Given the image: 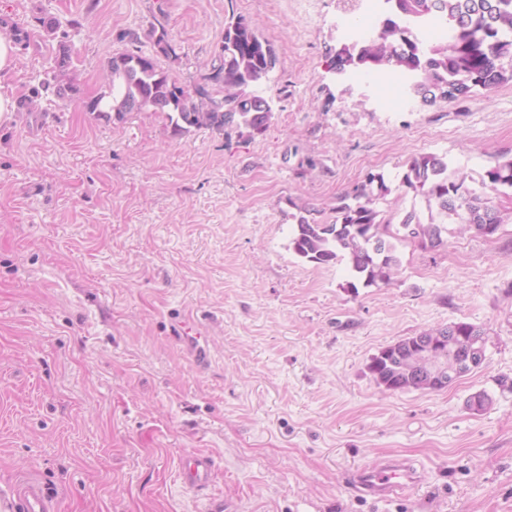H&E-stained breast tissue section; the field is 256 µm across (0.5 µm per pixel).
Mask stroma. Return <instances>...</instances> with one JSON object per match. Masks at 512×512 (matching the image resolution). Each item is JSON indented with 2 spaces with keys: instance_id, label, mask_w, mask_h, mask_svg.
Wrapping results in <instances>:
<instances>
[{
  "instance_id": "1",
  "label": "stroma",
  "mask_w": 512,
  "mask_h": 512,
  "mask_svg": "<svg viewBox=\"0 0 512 512\" xmlns=\"http://www.w3.org/2000/svg\"><path fill=\"white\" fill-rule=\"evenodd\" d=\"M2 13L29 36L0 80L18 105L0 126V489L38 481L54 512H208L214 497L235 512H512V189L492 198L497 234L452 224L438 248L401 245L386 284L351 290L346 262L288 248L300 215L332 223L373 174L389 188L381 219L398 223L422 154L480 188L512 157V83L380 102L367 72L329 69L338 0H0ZM233 17L278 56L254 88L273 101L265 133L83 109L125 51L222 98L211 75ZM186 317L204 325L206 368L172 332ZM458 321L487 333L480 369L440 391L376 384L381 349ZM193 453L214 461L208 487L181 479ZM391 457L425 484L350 490L352 471Z\"/></svg>"
}]
</instances>
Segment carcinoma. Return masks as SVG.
Returning <instances> with one entry per match:
<instances>
[{
	"mask_svg": "<svg viewBox=\"0 0 512 512\" xmlns=\"http://www.w3.org/2000/svg\"><path fill=\"white\" fill-rule=\"evenodd\" d=\"M398 10L414 18L420 30L432 20L446 23L450 18L463 22L477 18L480 25L473 40L467 34L458 35L456 28H447L440 38L427 42L390 17L374 38L358 45L348 56L333 55L334 68L401 71L412 77L417 94H430L434 101L438 88L448 82L467 91L478 85L512 82V71L496 73L499 65L512 64V40H500L501 32L512 29V0H399ZM277 63L272 44L257 35L243 18H232L224 24L219 65L212 75V80L222 84L221 101L201 90L192 93L177 85L150 56L122 52L108 61L109 91L90 101L87 108L119 121L135 109L165 112L178 132L191 127L228 131L243 126L262 134L269 127L271 113L263 111L264 97L249 88L265 79ZM401 185L423 197L427 219L411 210L395 226L379 220L374 191L385 193L388 187L383 175H372L353 193L340 197L333 223L318 224L299 217L288 248L318 265L346 261L353 276L347 287L353 290L358 281L366 287L386 284L400 265L397 244L438 247L443 244L445 224L450 221L467 224L475 232L480 224H502L500 211L491 204L488 193L512 188V158L497 162L485 172L483 194L470 187L465 178L450 176L448 162L435 154L413 159ZM455 328L459 330L457 337ZM427 335L448 336V350L440 365L453 370L462 337L484 336L486 332L475 324L458 321ZM425 365L419 351L407 348L376 361L369 369L376 384L387 391H432L434 387L422 375Z\"/></svg>",
	"mask_w": 512,
	"mask_h": 512,
	"instance_id": "1",
	"label": "carcinoma"
}]
</instances>
